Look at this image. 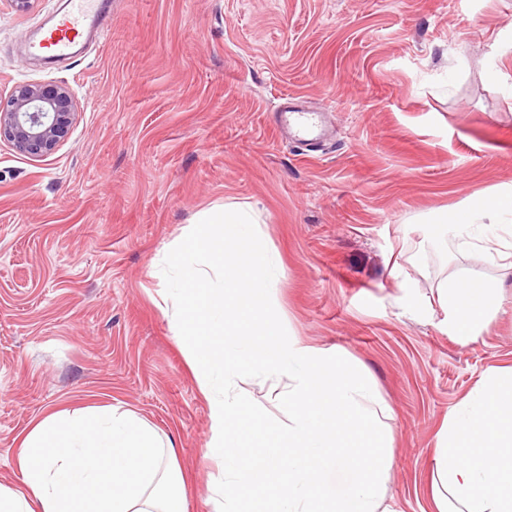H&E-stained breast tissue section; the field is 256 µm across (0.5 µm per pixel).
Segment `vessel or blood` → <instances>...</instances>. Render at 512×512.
I'll list each match as a JSON object with an SVG mask.
<instances>
[{
  "label": "vessel or blood",
  "mask_w": 512,
  "mask_h": 512,
  "mask_svg": "<svg viewBox=\"0 0 512 512\" xmlns=\"http://www.w3.org/2000/svg\"><path fill=\"white\" fill-rule=\"evenodd\" d=\"M109 10V0H59L51 18V26L33 48L56 57H68L89 39L100 37L94 23ZM276 125L282 142L307 146L322 143L324 115L294 106L281 105L276 114Z\"/></svg>",
  "instance_id": "vessel-or-blood-1"
}]
</instances>
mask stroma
Instances as JSON below:
<instances>
[{"mask_svg": "<svg viewBox=\"0 0 512 512\" xmlns=\"http://www.w3.org/2000/svg\"><path fill=\"white\" fill-rule=\"evenodd\" d=\"M56 7L0 0V96L64 82L83 108L52 155L0 140V484L20 487L42 415L116 405L170 439L187 512H209V404L161 266L201 211L246 202L283 258L287 325L359 361L391 409V512H436L438 432L512 366V280L487 331L451 336L438 282L498 270L427 223L512 185V0H115L98 44L44 60L26 39ZM287 97L329 113L321 150L280 142Z\"/></svg>", "mask_w": 512, "mask_h": 512, "instance_id": "35a3bbf8", "label": "stroma"}]
</instances>
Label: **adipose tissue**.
<instances>
[{
	"instance_id": "adipose-tissue-1",
	"label": "adipose tissue",
	"mask_w": 512,
	"mask_h": 512,
	"mask_svg": "<svg viewBox=\"0 0 512 512\" xmlns=\"http://www.w3.org/2000/svg\"><path fill=\"white\" fill-rule=\"evenodd\" d=\"M441 235L479 241L501 272L446 277L437 293L448 332L476 339L512 276V186L433 216ZM23 486L0 485V512H186L172 443L118 406L51 412L23 437ZM438 512H512V367L487 371L438 434Z\"/></svg>"
}]
</instances>
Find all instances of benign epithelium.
Wrapping results in <instances>:
<instances>
[{
    "label": "benign epithelium",
    "instance_id": "1",
    "mask_svg": "<svg viewBox=\"0 0 512 512\" xmlns=\"http://www.w3.org/2000/svg\"><path fill=\"white\" fill-rule=\"evenodd\" d=\"M78 118V103L65 83H17L0 99V139L20 155L55 153Z\"/></svg>",
    "mask_w": 512,
    "mask_h": 512
}]
</instances>
